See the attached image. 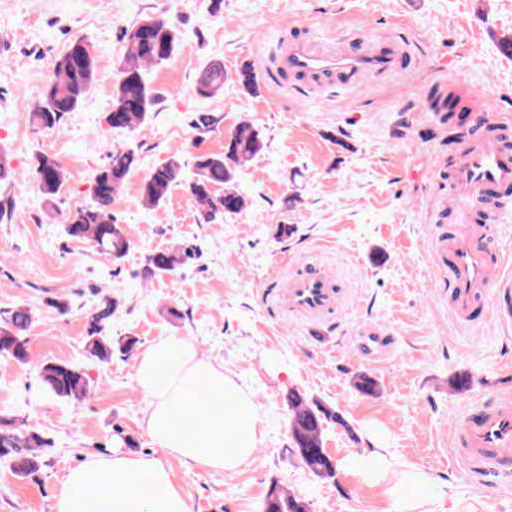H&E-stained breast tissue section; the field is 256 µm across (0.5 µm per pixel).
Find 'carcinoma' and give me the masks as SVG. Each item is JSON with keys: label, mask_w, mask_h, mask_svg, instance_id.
<instances>
[{"label": "carcinoma", "mask_w": 512, "mask_h": 512, "mask_svg": "<svg viewBox=\"0 0 512 512\" xmlns=\"http://www.w3.org/2000/svg\"><path fill=\"white\" fill-rule=\"evenodd\" d=\"M127 53L112 89V110L107 124L115 130L134 131L145 121L156 104V96L145 74L146 68L167 61L180 43L177 29L169 23L147 16L122 35ZM98 77L94 55L80 41L72 42L57 59L53 75L45 85L33 112L34 122L45 129L57 125L61 116L74 111ZM224 90V65L211 62L202 66L194 82L200 98H211ZM264 147L260 133L247 123L240 124L224 143L219 153L201 152L194 156L196 179L183 182L184 163L172 156L152 169L141 183L143 199L153 205L164 201L169 191L184 185L203 221L209 223L224 214H238L245 206L236 182V171L250 162ZM137 162L133 151L115 150L108 162L94 176L92 203L79 207L69 216L67 234L77 240L93 243L98 252L112 260L122 259L129 249L122 225L112 214V200L121 191ZM35 179L42 196L51 201L60 192L64 172L51 155L37 158ZM184 262L175 250L156 251L146 258L143 277L173 273ZM119 309V301L106 295L91 316V330L86 345L88 358L107 362L114 352L129 353L135 341L117 340L103 335L107 324ZM33 321L30 310L17 307L0 316V356L21 366L32 364L23 332ZM36 377L51 396L62 401H80L89 394L86 370L66 361L43 360L37 364ZM356 391L366 396L378 393L377 381L367 374L353 378ZM291 411L292 448L302 464L320 479L336 477V463L324 448L323 427L334 422L352 432L338 412L308 398L299 391L288 394ZM51 443L40 433L23 428L17 420L0 415V458L13 461L14 471L25 477L39 468V448ZM263 512H310L309 501L277 485L273 486L263 505Z\"/></svg>", "instance_id": "cac0c4a2"}]
</instances>
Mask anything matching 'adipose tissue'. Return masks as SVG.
<instances>
[{"label": "adipose tissue", "mask_w": 512, "mask_h": 512, "mask_svg": "<svg viewBox=\"0 0 512 512\" xmlns=\"http://www.w3.org/2000/svg\"><path fill=\"white\" fill-rule=\"evenodd\" d=\"M212 394L191 399L198 379ZM136 381L151 402L144 429L166 455L204 469L236 471L257 444L258 407L252 398L193 345L167 337L138 357ZM55 512H190L183 489L161 459L115 453L91 456L71 469L56 496Z\"/></svg>", "instance_id": "adipose-tissue-1"}]
</instances>
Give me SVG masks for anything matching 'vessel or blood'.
Here are the masks:
<instances>
[{
    "label": "vessel or blood",
    "instance_id": "obj_1",
    "mask_svg": "<svg viewBox=\"0 0 512 512\" xmlns=\"http://www.w3.org/2000/svg\"><path fill=\"white\" fill-rule=\"evenodd\" d=\"M287 63L291 71L307 76H337L348 84L360 77L396 72L400 57L379 43L345 48L317 49L309 42L289 40ZM476 132L456 155L450 168L455 197L475 200L501 210L507 200L503 190L512 188V118L490 120L485 113L472 115ZM439 252L448 263L450 305L462 321H470L483 307L487 290L497 287L501 305L498 316L512 321V278L504 276L507 258L484 243L478 233L465 230L441 241ZM337 293L324 271L299 275L287 293L290 309L321 314L334 308ZM460 447L465 448L466 465L480 472L512 469V394L501 393L494 401L477 406L460 421L456 430Z\"/></svg>",
    "mask_w": 512,
    "mask_h": 512
}]
</instances>
